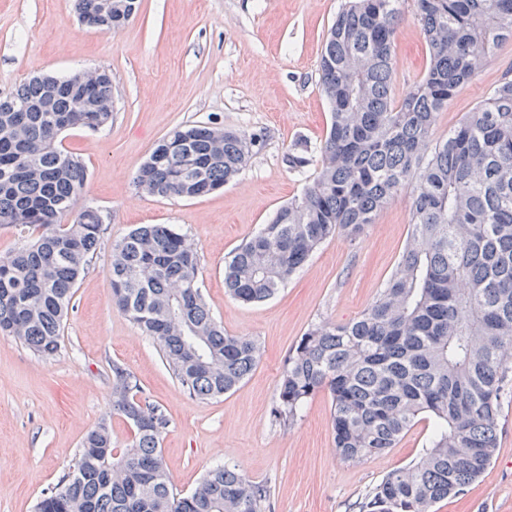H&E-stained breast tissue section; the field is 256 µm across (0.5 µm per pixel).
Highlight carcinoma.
<instances>
[{"label": "carcinoma", "instance_id": "cac0c4a2", "mask_svg": "<svg viewBox=\"0 0 512 512\" xmlns=\"http://www.w3.org/2000/svg\"><path fill=\"white\" fill-rule=\"evenodd\" d=\"M428 49L421 80L393 97L400 0H348L326 37L319 79L331 106L318 171L303 194L224 261V288L266 301L325 240L359 238L394 196L411 197L409 239L375 300L353 321H325L300 337L281 372L271 415L288 424L319 392L331 400L338 457L358 464L395 447L420 419L433 423L419 461L388 473L361 512H430L479 479L500 447L512 394V78L448 131L438 113L488 57L512 41V0H413ZM104 0H77L105 32ZM20 105L25 112H12ZM112 121V76L33 77L0 98V226L30 241L0 256V333L49 359L60 349L74 288L105 227L73 210L87 166L62 135ZM257 137L180 125L140 165L135 185L192 199L224 187L249 164ZM303 171L304 145L286 156ZM194 244L171 224H143L112 244V303L159 347L181 387L199 399L233 390L260 347L224 332L199 287ZM135 374L112 363V400L81 442L73 470L35 512H263L264 486L226 463L174 492L160 439L167 415L140 396ZM130 427L112 445L111 417Z\"/></svg>", "mask_w": 512, "mask_h": 512}]
</instances>
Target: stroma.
Instances as JSON below:
<instances>
[{
  "label": "stroma",
  "instance_id": "1",
  "mask_svg": "<svg viewBox=\"0 0 512 512\" xmlns=\"http://www.w3.org/2000/svg\"><path fill=\"white\" fill-rule=\"evenodd\" d=\"M345 0H142L122 29L81 23L75 0H0V95L37 74L86 69L112 75V120L96 133L69 131L64 147L88 168L75 209L101 210L105 233L75 289L51 359L0 335V512L35 505L74 463L83 436L106 413L112 364L137 377L169 419L161 450L173 488L190 493L211 468L231 463L267 489L265 512H359L389 472L419 459L431 431L415 424L385 454L351 464L335 452L331 402L321 392L288 425L270 411L289 351L311 325L357 318L390 276L411 229L408 193L392 198L359 239L329 238L272 299L244 304L224 292V259L301 195L315 167L289 170L285 155L318 153L330 123L318 63ZM398 27L393 92L418 82L428 50L412 0ZM512 75V42L458 88L435 122L442 138ZM209 124L263 138L223 189L196 199L153 196L133 181L170 130ZM138 224H171L200 257L202 293L229 334L255 340L262 356L235 390L214 399L183 391L151 338L113 307L112 244ZM500 451L484 475L432 512H512V399L499 419Z\"/></svg>",
  "mask_w": 512,
  "mask_h": 512
}]
</instances>
